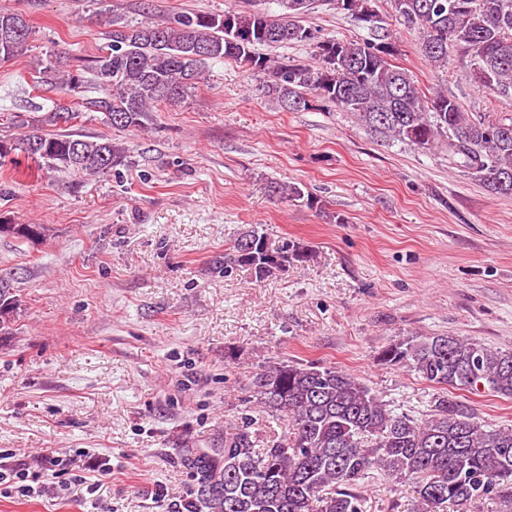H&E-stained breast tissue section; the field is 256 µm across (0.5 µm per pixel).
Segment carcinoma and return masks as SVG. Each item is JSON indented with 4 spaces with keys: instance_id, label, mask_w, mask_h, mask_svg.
I'll use <instances>...</instances> for the list:
<instances>
[{
    "instance_id": "1",
    "label": "carcinoma",
    "mask_w": 512,
    "mask_h": 512,
    "mask_svg": "<svg viewBox=\"0 0 512 512\" xmlns=\"http://www.w3.org/2000/svg\"><path fill=\"white\" fill-rule=\"evenodd\" d=\"M284 11L255 9L182 14L167 23L112 21L106 51L67 75L49 62L44 85L79 104L92 73L103 95L83 99L115 129L147 130L162 103L181 102L204 79L207 64L230 59L267 76L265 89L281 108L302 109L325 102L352 113L383 138L420 150L441 148L448 167L478 181L493 196H512V114L492 119L468 112L453 97L422 93L413 75L391 64L392 34L368 26L360 40L325 37L302 23L309 7L280 0ZM332 8L367 23L377 16L376 0H327ZM401 25L419 34L422 56L435 68L462 61L465 76L503 101H512V0H393ZM32 30L24 15L0 8V62L25 55ZM288 44L314 49L312 64L284 63L259 47ZM69 104V105H71ZM57 103L44 116L12 115L26 129L0 139V166H21L13 158L31 143L38 170L96 177L126 167L130 155L108 138L47 133L45 125H68L79 116ZM281 200L304 196L296 184L277 183ZM0 235L22 241L38 236L32 224H0ZM312 251L255 229L244 232L217 261L224 274L247 270L261 281L306 263ZM21 306L18 289L0 291V337L12 335ZM377 362L408 366L426 381L449 390H487L512 398V350L486 347L456 336L404 338L382 349ZM257 406L287 421L283 437L255 448L245 413L241 426L224 435V447L192 461L194 497L187 512H366L357 487L379 469L395 481H414L421 504H451L457 512L489 500L498 512H512V428L485 430L472 409L447 394L435 399L434 414L418 420L398 413L357 377L319 362L273 363L255 374Z\"/></svg>"
}]
</instances>
